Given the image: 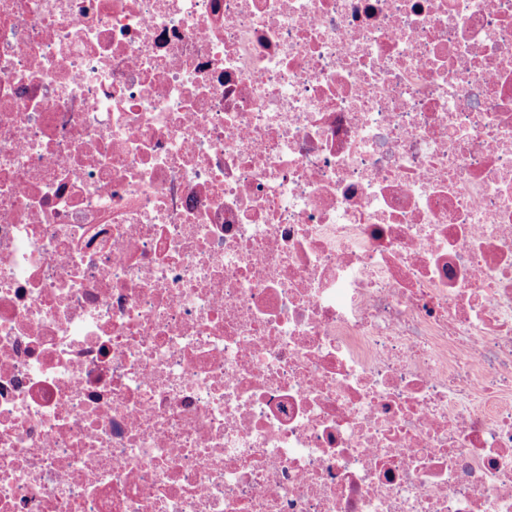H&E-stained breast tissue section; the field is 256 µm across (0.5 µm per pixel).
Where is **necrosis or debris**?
Here are the masks:
<instances>
[{
	"mask_svg": "<svg viewBox=\"0 0 512 512\" xmlns=\"http://www.w3.org/2000/svg\"><path fill=\"white\" fill-rule=\"evenodd\" d=\"M0 512H512V0H0Z\"/></svg>",
	"mask_w": 512,
	"mask_h": 512,
	"instance_id": "obj_1",
	"label": "necrosis or debris"
}]
</instances>
